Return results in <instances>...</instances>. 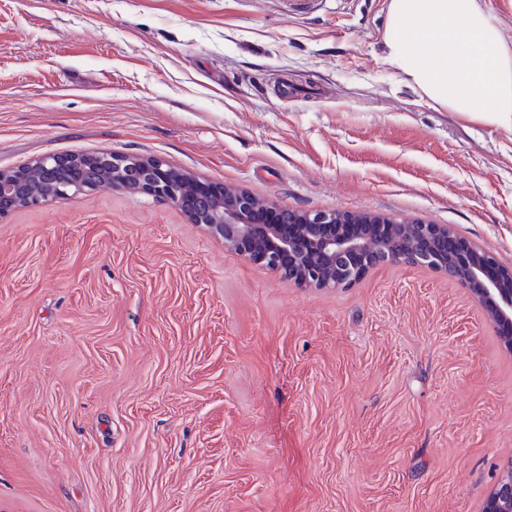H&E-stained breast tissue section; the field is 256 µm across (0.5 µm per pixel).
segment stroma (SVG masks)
I'll return each mask as SVG.
<instances>
[{
  "label": "stroma",
  "instance_id": "1",
  "mask_svg": "<svg viewBox=\"0 0 512 512\" xmlns=\"http://www.w3.org/2000/svg\"><path fill=\"white\" fill-rule=\"evenodd\" d=\"M387 9L0 0V169L157 156L512 269V131L404 81ZM511 462L512 351L446 274L301 287L121 189L0 220V512H479Z\"/></svg>",
  "mask_w": 512,
  "mask_h": 512
}]
</instances>
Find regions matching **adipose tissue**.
Listing matches in <instances>:
<instances>
[{
    "label": "adipose tissue",
    "instance_id": "ef3b65f1",
    "mask_svg": "<svg viewBox=\"0 0 512 512\" xmlns=\"http://www.w3.org/2000/svg\"><path fill=\"white\" fill-rule=\"evenodd\" d=\"M383 50L431 102L512 128V47L480 0H389Z\"/></svg>",
    "mask_w": 512,
    "mask_h": 512
}]
</instances>
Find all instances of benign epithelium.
Here are the masks:
<instances>
[{"instance_id": "7a95c632", "label": "benign epithelium", "mask_w": 512, "mask_h": 512, "mask_svg": "<svg viewBox=\"0 0 512 512\" xmlns=\"http://www.w3.org/2000/svg\"><path fill=\"white\" fill-rule=\"evenodd\" d=\"M103 186L172 203L191 223L224 239L225 247L296 285L346 288L387 263L453 276L512 350V272L443 224L414 222L406 242L384 234L396 220L382 214L285 210L282 220L292 226L287 233L281 225L254 222L260 204L245 190L190 176L156 157L112 152L54 153L0 170V219L19 207L73 199ZM482 512H512V467L490 490Z\"/></svg>"}]
</instances>
